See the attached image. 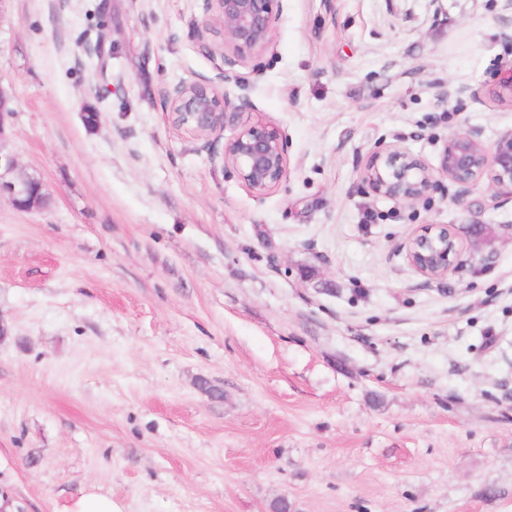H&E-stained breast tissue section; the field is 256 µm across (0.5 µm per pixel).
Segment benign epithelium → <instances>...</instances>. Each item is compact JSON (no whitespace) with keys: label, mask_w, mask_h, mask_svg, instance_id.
Returning a JSON list of instances; mask_svg holds the SVG:
<instances>
[{"label":"benign epithelium","mask_w":512,"mask_h":512,"mask_svg":"<svg viewBox=\"0 0 512 512\" xmlns=\"http://www.w3.org/2000/svg\"><path fill=\"white\" fill-rule=\"evenodd\" d=\"M281 0H207V14L193 23L197 36L220 32L223 66L214 81H181L167 92L174 123L208 139L231 128L211 160L235 171L254 194L264 195L282 182L288 169L286 137L271 121L252 117L246 99H231L230 86L244 87L259 76L253 59L274 49ZM463 190L485 180L491 200L512 199V127L502 130L494 145L486 147L478 134L461 129L445 143L438 167L395 146L374 151L361 171L372 192L395 203L415 205L427 199L441 179ZM19 210L44 204L43 184L18 169L14 155L0 148V199ZM409 264L429 280L443 279L460 263V249L446 224H428L406 246Z\"/></svg>","instance_id":"1"}]
</instances>
